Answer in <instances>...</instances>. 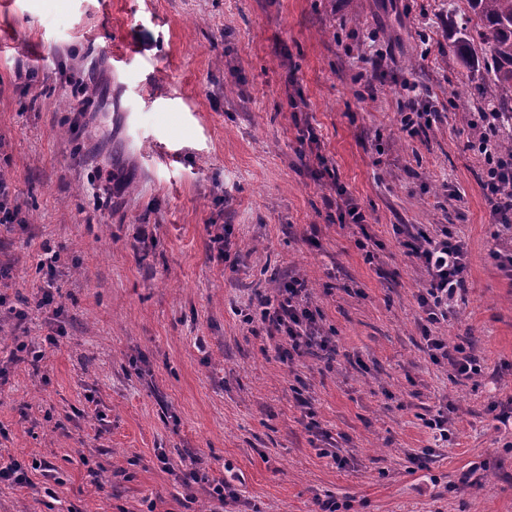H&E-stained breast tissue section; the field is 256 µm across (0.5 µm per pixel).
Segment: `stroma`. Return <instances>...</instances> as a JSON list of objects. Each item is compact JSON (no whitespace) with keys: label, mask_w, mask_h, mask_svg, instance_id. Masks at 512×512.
<instances>
[{"label":"stroma","mask_w":512,"mask_h":512,"mask_svg":"<svg viewBox=\"0 0 512 512\" xmlns=\"http://www.w3.org/2000/svg\"><path fill=\"white\" fill-rule=\"evenodd\" d=\"M471 15L469 0H0V173L24 217L0 224V296L40 295L46 244L59 292L0 315V464L50 465L0 483V512H213L207 485L174 476L192 457L236 488L222 512H319L330 495L347 512H512V274L492 256L512 237H493L469 147L471 112L492 105L487 46L475 67L455 48ZM412 96L433 113L423 136L400 124ZM340 187L365 226L339 222ZM445 230L470 271L432 333L483 366L459 382L428 355L403 248ZM273 277L306 280L335 362L285 363L244 323ZM20 342L37 365L14 360ZM445 403L441 447L424 420Z\"/></svg>","instance_id":"35a3bbf8"}]
</instances>
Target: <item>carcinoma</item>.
Masks as SVG:
<instances>
[{"mask_svg":"<svg viewBox=\"0 0 512 512\" xmlns=\"http://www.w3.org/2000/svg\"><path fill=\"white\" fill-rule=\"evenodd\" d=\"M477 19L474 32L488 44L491 92L498 105L512 106V0H469Z\"/></svg>","mask_w":512,"mask_h":512,"instance_id":"1","label":"carcinoma"}]
</instances>
